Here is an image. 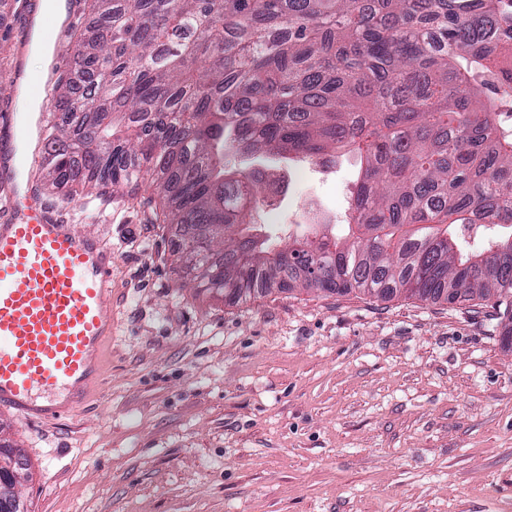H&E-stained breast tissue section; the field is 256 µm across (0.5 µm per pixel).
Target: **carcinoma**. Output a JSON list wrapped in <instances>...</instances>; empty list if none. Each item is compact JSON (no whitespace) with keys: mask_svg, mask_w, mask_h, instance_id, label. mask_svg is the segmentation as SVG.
<instances>
[{"mask_svg":"<svg viewBox=\"0 0 512 512\" xmlns=\"http://www.w3.org/2000/svg\"><path fill=\"white\" fill-rule=\"evenodd\" d=\"M75 67L52 88L69 129L43 154L60 200L90 182L152 176L178 262L229 304L288 287L381 301L504 308L512 346V234L460 248L473 227L512 228V0H80ZM360 159L345 236L315 217L281 249L256 224L277 204L264 171L228 157ZM5 486L32 480L0 445Z\"/></svg>","mask_w":512,"mask_h":512,"instance_id":"1","label":"carcinoma"}]
</instances>
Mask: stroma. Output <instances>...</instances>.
Wrapping results in <instances>:
<instances>
[{
  "label": "stroma",
  "instance_id": "stroma-1",
  "mask_svg": "<svg viewBox=\"0 0 512 512\" xmlns=\"http://www.w3.org/2000/svg\"><path fill=\"white\" fill-rule=\"evenodd\" d=\"M31 2L0 0L6 138L27 117L14 72L38 69ZM258 166L279 191L258 219L272 239L288 244L311 205L342 231L357 155ZM27 177L113 257L112 337L86 405L35 423L0 409V443L32 466L30 512H512L502 312L277 289L228 305L180 279L149 183L65 206L44 169Z\"/></svg>",
  "mask_w": 512,
  "mask_h": 512
}]
</instances>
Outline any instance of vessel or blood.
I'll return each instance as SVG.
<instances>
[{"label":"vessel or blood","instance_id":"1","mask_svg":"<svg viewBox=\"0 0 512 512\" xmlns=\"http://www.w3.org/2000/svg\"><path fill=\"white\" fill-rule=\"evenodd\" d=\"M54 72L18 75L19 106L40 99ZM0 409L28 421L80 402L112 334V251L53 214L17 167L0 161Z\"/></svg>","mask_w":512,"mask_h":512}]
</instances>
